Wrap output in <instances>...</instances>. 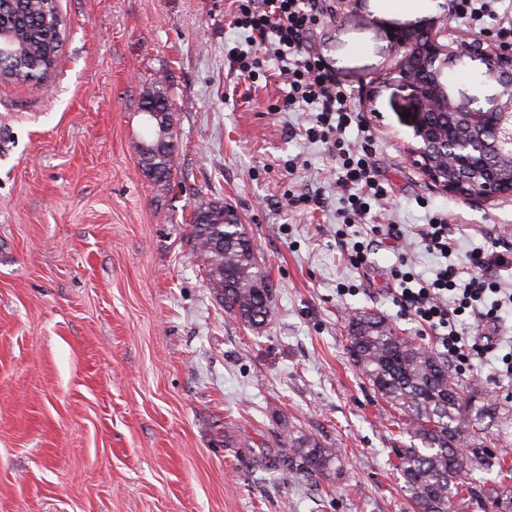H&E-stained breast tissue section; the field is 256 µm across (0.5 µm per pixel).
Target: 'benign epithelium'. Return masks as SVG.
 Returning <instances> with one entry per match:
<instances>
[{
  "instance_id": "benign-epithelium-1",
  "label": "benign epithelium",
  "mask_w": 512,
  "mask_h": 512,
  "mask_svg": "<svg viewBox=\"0 0 512 512\" xmlns=\"http://www.w3.org/2000/svg\"><path fill=\"white\" fill-rule=\"evenodd\" d=\"M392 42L398 59L390 71V81L408 91L414 107L409 120L414 144L409 146V156L435 187L456 197V187L442 179L432 165L430 148L434 136L428 113H466L493 129L498 139L512 144V118L507 117V113L512 112V52L496 48L480 38L448 39L446 18L397 29L392 33ZM464 57L480 61L483 65L480 76L500 87L501 93L487 107L479 105L476 94L457 98L448 85L438 80L426 85L417 77L418 73L430 68L441 76L446 75L448 69ZM481 153L482 145L475 137L445 141L440 149L444 164L463 173L471 168V163L480 160Z\"/></svg>"
}]
</instances>
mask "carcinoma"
<instances>
[{
    "label": "carcinoma",
    "instance_id": "obj_1",
    "mask_svg": "<svg viewBox=\"0 0 512 512\" xmlns=\"http://www.w3.org/2000/svg\"><path fill=\"white\" fill-rule=\"evenodd\" d=\"M57 0H0V29L7 30L22 53L4 59L0 73L28 82L50 73L58 62L65 25ZM432 124L448 137L466 131L462 119L438 113ZM485 164L470 170L469 191L478 192L489 178L512 184V153L499 150L491 130H483ZM174 154L164 160L140 158L143 172L157 183L168 181ZM191 247L203 263L206 282L224 311L249 327L260 328L271 315L272 293L251 237L230 206L207 203L192 217ZM348 352L372 386L407 417L409 444L397 452L398 470L415 512H453L463 498L459 475L467 465L463 442L486 447L481 420L500 411L496 404L472 405L460 393L448 362L423 345L397 335L382 319L364 314L349 324ZM332 451L315 442L298 444L288 457L294 475L322 473ZM512 466H499L496 486L486 492L495 512H512Z\"/></svg>",
    "mask_w": 512,
    "mask_h": 512
}]
</instances>
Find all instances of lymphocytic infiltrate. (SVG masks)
I'll list each match as a JSON object with an SVG mask.
<instances>
[{
  "mask_svg": "<svg viewBox=\"0 0 512 512\" xmlns=\"http://www.w3.org/2000/svg\"><path fill=\"white\" fill-rule=\"evenodd\" d=\"M451 8L475 34L490 37L498 46L512 47V0H451ZM335 9L333 0H237L231 23L245 30L247 36L229 48L227 56L237 70L248 74L256 73L267 57L280 61V73L289 87L286 107L313 113L306 130L308 140L337 150L341 170L338 186L348 203L342 217L349 224L385 200L388 189L377 174L370 140L352 145L341 137L350 126L366 127L359 99L336 80L310 46L320 20ZM417 235L427 252L441 255L446 263L434 279L417 288L412 285V272L395 269L398 286L392 291V302L403 316L428 327L448 358L472 364L483 356L484 346L468 343L452 326L465 314L496 324L504 305L512 304V289L503 288L487 270L512 265V260L481 250L455 260L448 219L441 215L422 225ZM489 293L496 296L490 304L484 301Z\"/></svg>",
  "mask_w": 512,
  "mask_h": 512,
  "instance_id": "1",
  "label": "lymphocytic infiltrate"
}]
</instances>
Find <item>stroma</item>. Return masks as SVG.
Segmentation results:
<instances>
[{"mask_svg":"<svg viewBox=\"0 0 512 512\" xmlns=\"http://www.w3.org/2000/svg\"><path fill=\"white\" fill-rule=\"evenodd\" d=\"M58 6L55 70L0 82V512H413L395 467L406 418L353 363L349 321L372 312L436 349L389 294L400 257L423 279L443 265L417 236L434 214L459 253L512 248V194L466 203L432 186L407 152L412 103L387 80L394 30L444 17L469 37L449 0H339L313 33L362 99L390 192L347 226L336 158L307 139L311 113L282 110L277 61L252 80L227 61L245 39L234 0ZM156 89L176 132L164 184L139 164ZM213 201L235 209L273 286L262 328L225 313L192 253L193 213ZM377 224L406 236L354 266ZM457 329L494 342L460 387L512 408V315ZM485 424L460 512H492L482 492L512 463V416ZM292 437L334 449L322 474L271 471Z\"/></svg>","mask_w":512,"mask_h":512,"instance_id":"obj_1","label":"stroma"}]
</instances>
